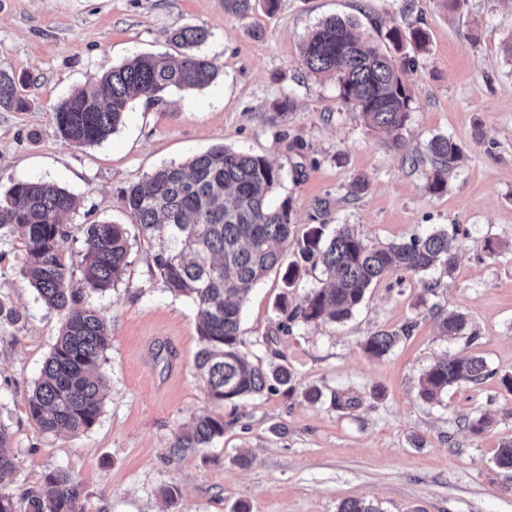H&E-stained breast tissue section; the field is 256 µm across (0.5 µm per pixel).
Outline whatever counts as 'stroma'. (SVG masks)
Returning a JSON list of instances; mask_svg holds the SVG:
<instances>
[{"mask_svg": "<svg viewBox=\"0 0 512 512\" xmlns=\"http://www.w3.org/2000/svg\"><path fill=\"white\" fill-rule=\"evenodd\" d=\"M331 15L376 28H424L403 82L411 95L400 142L371 131L341 104L334 81L311 75L301 44ZM207 30L201 53L217 76L190 93L132 101L106 141L77 147L60 138L53 107L91 78L142 53L180 57L170 32ZM512 0H265L238 19L224 0H0V69L26 77V107L0 109V191L19 180L57 184L80 205L65 218L63 254H77L94 222L124 224L130 264L91 305L112 340L102 370L107 391L93 428L48 434L28 415L26 397L60 328L18 272V237L0 236V300L18 322L0 323V423L16 457L14 496L62 468L82 485L85 512H337L349 498L382 512H512V472L495 458L512 440ZM289 101L281 112L277 103ZM437 135L464 148L444 191L429 189L426 145ZM222 145L265 157L281 172L271 205L291 200L296 235L324 225L352 227L381 247L435 230L456 235L453 271L394 272L368 289L340 324H298L280 334L278 305L300 303L321 287V268L305 267L293 286L280 271L252 288L241 316L242 349L269 362L283 354L295 393L284 388L240 402L212 403L197 376L196 313L165 291L153 269L154 244L132 225L121 192L155 169ZM361 192H352L356 179ZM463 314L470 336L440 335L437 323ZM412 325L387 356L362 348L379 331ZM275 337L267 345V337ZM482 357L492 375L450 387L426 403L419 379L438 359ZM319 388L320 401L303 392ZM355 398L331 404V392ZM234 416L223 439L184 457L175 435L200 411ZM485 417L481 432L468 421ZM248 464H240L239 455ZM178 491L174 505L161 493Z\"/></svg>", "mask_w": 512, "mask_h": 512, "instance_id": "obj_1", "label": "stroma"}]
</instances>
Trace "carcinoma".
Here are the masks:
<instances>
[{
	"instance_id": "1",
	"label": "carcinoma",
	"mask_w": 512,
	"mask_h": 512,
	"mask_svg": "<svg viewBox=\"0 0 512 512\" xmlns=\"http://www.w3.org/2000/svg\"><path fill=\"white\" fill-rule=\"evenodd\" d=\"M355 22L336 16L321 20L302 44L307 70L335 79L343 105L358 112L373 131L398 141L410 113V95L401 74L409 60L382 51L370 39L354 33ZM396 51L408 43L416 51L428 45V34L416 27L405 33L386 32ZM207 39L200 27L179 26L170 40L183 49L174 61L163 55L139 54L85 86L71 92L54 107L60 136L76 146L108 139L126 118L136 97L158 100L172 90L202 89L216 77L208 59L196 52ZM22 79L0 69V108L20 109ZM462 154L461 146L446 136L428 143L433 168L429 188L440 192L444 175ZM280 172L265 158L222 145L196 154L183 164L164 165L122 191L125 207L142 237L158 242L153 267L167 291L186 297L195 307L200 348L195 367L212 402H238L292 381L287 366L273 361H248L240 351V321L248 292L267 272L284 270L291 287L306 264L321 266L327 285L316 288L294 307L279 306V329L318 322H343L361 304L372 283L386 274L420 273L456 264L454 238L436 230L408 242L371 248L350 227L324 236V226L313 227L294 239L292 205L277 208L266 202L280 183ZM77 197L55 184L16 181L0 195V231L16 235L23 244L20 275L36 290L49 310L61 316L59 335L45 359L40 376L27 396L30 418L45 433L66 431L74 436L97 422L106 391L102 372L112 331L88 303L121 279L129 257V233L121 224H89L77 258L67 259L59 241L69 236L64 217L77 209ZM295 259L288 260V251ZM79 285H74L75 270ZM440 331L448 336L469 335L461 314L443 318ZM412 326L401 332L380 331L367 337L363 349L374 358L388 355ZM485 360L442 359L420 378V395L438 402L448 387L479 384L490 377ZM227 423L203 411L190 429L170 445L173 455L185 456L224 437ZM9 433L0 424V512H84V491L66 470L45 475L41 486L23 493V508L10 491L17 472L8 454ZM338 512H382L370 501L350 498Z\"/></svg>"
}]
</instances>
